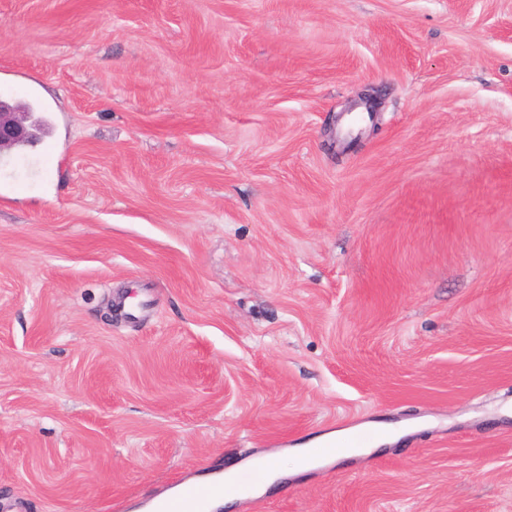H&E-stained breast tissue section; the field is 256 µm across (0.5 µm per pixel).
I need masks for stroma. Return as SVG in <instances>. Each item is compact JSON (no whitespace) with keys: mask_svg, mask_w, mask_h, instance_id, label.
<instances>
[{"mask_svg":"<svg viewBox=\"0 0 512 512\" xmlns=\"http://www.w3.org/2000/svg\"><path fill=\"white\" fill-rule=\"evenodd\" d=\"M0 98V512H512V0H0ZM28 112L18 106L0 101V152L27 144L36 138L32 125H27ZM371 439V434L360 433L350 436L346 440H338L335 444L325 448H323L324 442L321 439H317L301 447L291 457L284 458L270 455L262 458L250 466L255 472L238 475L241 471L239 467L229 468L224 471V483L220 479H215L184 485L181 487L177 497L161 505V512H205L207 503L213 498L215 499L209 503L206 512H210L212 509L220 506L232 505L235 500H242L249 494L259 493L272 485L274 480L288 469V463H291L293 468L297 470L310 469L314 461L319 458L314 453L315 448H320L318 452L322 456H336V454L348 448L345 456L350 457L362 448H366ZM256 473L258 474V479ZM237 475L238 484L242 487L252 485L256 479L257 481L244 492L223 493L225 489L224 484L231 483Z\"/></svg>","mask_w":512,"mask_h":512,"instance_id":"35a3bbf8","label":"stroma"}]
</instances>
